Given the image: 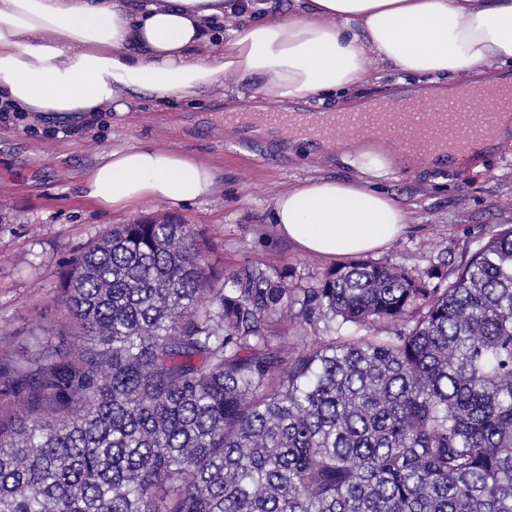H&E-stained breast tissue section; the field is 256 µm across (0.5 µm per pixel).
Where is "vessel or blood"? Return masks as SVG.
<instances>
[{"label": "vessel or blood", "instance_id": "vessel-or-blood-1", "mask_svg": "<svg viewBox=\"0 0 512 512\" xmlns=\"http://www.w3.org/2000/svg\"><path fill=\"white\" fill-rule=\"evenodd\" d=\"M512 110V85L480 89L468 99L424 109L404 102L390 103L383 112H326L321 117L319 134L334 139L337 130L373 135L390 130L404 141L415 143L419 153L431 155L441 146H459L490 137L499 112Z\"/></svg>", "mask_w": 512, "mask_h": 512}]
</instances>
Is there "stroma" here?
Here are the masks:
<instances>
[{
  "label": "stroma",
  "instance_id": "stroma-1",
  "mask_svg": "<svg viewBox=\"0 0 512 512\" xmlns=\"http://www.w3.org/2000/svg\"><path fill=\"white\" fill-rule=\"evenodd\" d=\"M421 89L418 77L382 64L358 94L289 102L285 109L299 115L353 111L373 98L415 97ZM133 107L122 118L99 114L93 124L68 135L62 126L24 116L0 120V332L12 336L15 348H24L34 334L57 347L72 345L60 312L61 271L89 243L134 219L193 225L218 272L274 259L287 267L294 283L309 288L328 269L348 262L344 256L302 252L271 224L270 208L275 196L309 178L366 180L359 146H294L272 131L225 126V114L266 109L253 88L242 84H227L220 99L163 108L140 99ZM140 143L185 152L212 167L215 190L182 208L150 201L132 212L83 199L80 182L87 168L112 149ZM376 184L400 200L408 225L372 254V261L452 282L481 243L512 225V132L468 160L394 165Z\"/></svg>",
  "mask_w": 512,
  "mask_h": 512
}]
</instances>
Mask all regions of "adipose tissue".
Segmentation results:
<instances>
[{"mask_svg":"<svg viewBox=\"0 0 512 512\" xmlns=\"http://www.w3.org/2000/svg\"><path fill=\"white\" fill-rule=\"evenodd\" d=\"M293 14L244 17L221 51L200 45L228 0H0V102L69 124L157 105L220 98L235 82L272 106L359 88L376 65L433 84L512 61V0H295ZM216 172L150 144L113 149L84 174L85 198L126 211L146 201L179 207L210 195ZM271 221L302 250L333 258L377 251L407 212L369 183L308 179L277 195Z\"/></svg>","mask_w":512,"mask_h":512,"instance_id":"1","label":"adipose tissue"}]
</instances>
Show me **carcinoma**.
Returning a JSON list of instances; mask_svg holds the SVG:
<instances>
[{
  "label": "carcinoma",
  "instance_id": "obj_1",
  "mask_svg": "<svg viewBox=\"0 0 512 512\" xmlns=\"http://www.w3.org/2000/svg\"><path fill=\"white\" fill-rule=\"evenodd\" d=\"M60 306L69 349L0 335V512H512L511 225L444 288L368 260L298 288L133 220ZM290 319L326 338L286 352Z\"/></svg>",
  "mask_w": 512,
  "mask_h": 512
}]
</instances>
